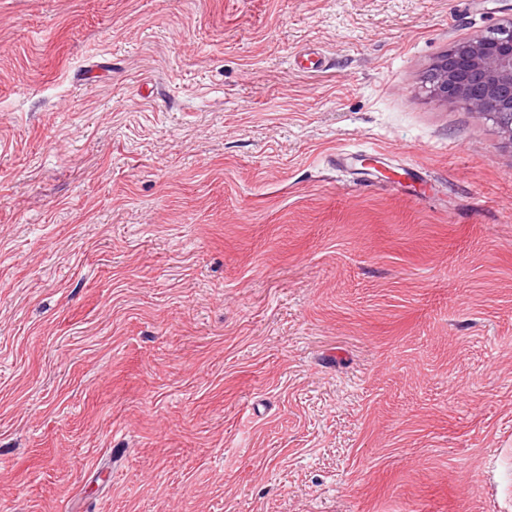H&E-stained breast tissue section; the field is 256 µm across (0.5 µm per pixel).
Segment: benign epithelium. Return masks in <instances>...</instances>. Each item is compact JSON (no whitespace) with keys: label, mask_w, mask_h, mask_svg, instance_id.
<instances>
[{"label":"benign epithelium","mask_w":512,"mask_h":512,"mask_svg":"<svg viewBox=\"0 0 512 512\" xmlns=\"http://www.w3.org/2000/svg\"><path fill=\"white\" fill-rule=\"evenodd\" d=\"M431 95L493 118L512 142V18L454 43L428 76Z\"/></svg>","instance_id":"obj_1"}]
</instances>
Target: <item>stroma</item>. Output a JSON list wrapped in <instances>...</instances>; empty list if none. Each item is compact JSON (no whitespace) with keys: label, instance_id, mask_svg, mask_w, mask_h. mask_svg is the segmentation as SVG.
Returning <instances> with one entry per match:
<instances>
[{"label":"stroma","instance_id":"1","mask_svg":"<svg viewBox=\"0 0 512 512\" xmlns=\"http://www.w3.org/2000/svg\"><path fill=\"white\" fill-rule=\"evenodd\" d=\"M511 17L0 0V512H512ZM427 82L432 96L492 117L512 142V17L487 35L451 45Z\"/></svg>","mask_w":512,"mask_h":512}]
</instances>
